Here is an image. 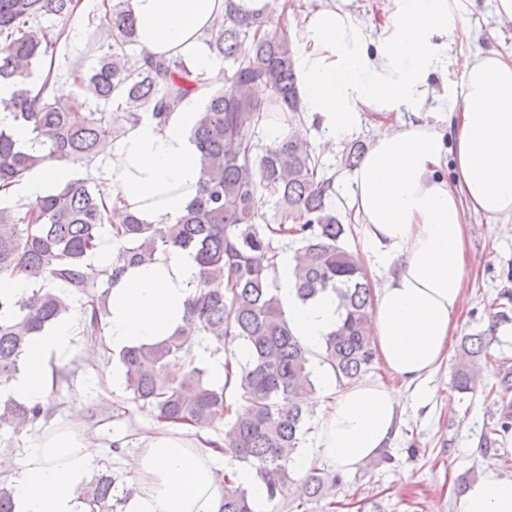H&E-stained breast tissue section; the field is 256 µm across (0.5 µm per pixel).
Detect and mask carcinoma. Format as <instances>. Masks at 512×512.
<instances>
[{"label":"carcinoma","instance_id":"obj_1","mask_svg":"<svg viewBox=\"0 0 512 512\" xmlns=\"http://www.w3.org/2000/svg\"><path fill=\"white\" fill-rule=\"evenodd\" d=\"M79 0H0V85L14 88L0 98V277L23 274L33 288L24 296L0 293V386L20 372L21 356L32 336L81 306L84 333L100 339L106 298L125 271L171 248L194 255L199 277L187 307L184 329L162 342L126 349L119 355L126 390L149 407L160 423L198 431L224 418L242 401L247 412L233 420L224 445L265 484L273 500L290 481L288 462L301 448L316 394L309 370L312 352L295 336L277 294L272 272L286 241L301 243L295 254V288L306 302L331 292L340 321L325 341L323 363L340 381L353 382L373 363L372 285L358 258L344 247L347 234L331 204L334 179L321 174L311 145L283 134L261 144L257 130L268 120L289 125L299 110L293 51L287 33L267 29L264 0H225L224 17L204 39L210 54L230 66L229 87L212 81L194 137L202 170L199 190L176 223L165 228L144 224L130 211L108 210L100 185L74 174L57 192L20 208L11 191L34 168L49 162L70 167L91 163L104 145L150 115L162 123L170 112L205 85L181 55L157 57L141 45L129 0H112L103 20L112 45L83 73L70 69L80 94L62 102L51 93L57 45L66 28L35 31L45 16L69 19ZM50 59L43 81L29 86L33 64ZM257 86L269 96L259 99ZM273 198L276 220L258 216L254 194ZM116 244L112 263L99 272L86 269L104 236ZM202 336L219 353L240 341L249 349L238 371L222 383L206 379V369L184 351V339ZM493 337L462 338L454 372L455 389H476L477 365ZM497 395L499 419L484 437L512 429V369L490 388ZM56 411L51 404L29 405L0 391V432L20 434ZM120 477L105 469L81 489L90 512H116ZM338 477L311 467L300 498L326 499ZM219 512H254L247 489L227 488Z\"/></svg>","mask_w":512,"mask_h":512}]
</instances>
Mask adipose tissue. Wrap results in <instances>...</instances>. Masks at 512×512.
Instances as JSON below:
<instances>
[{
	"label": "adipose tissue",
	"mask_w": 512,
	"mask_h": 512,
	"mask_svg": "<svg viewBox=\"0 0 512 512\" xmlns=\"http://www.w3.org/2000/svg\"><path fill=\"white\" fill-rule=\"evenodd\" d=\"M378 39L340 6L322 5L291 25L300 109L329 140L350 134L372 113L375 134L350 177V198L369 264L387 277L372 311L375 347L387 370L422 380L448 355L465 299L469 257L466 213L512 217V57L487 50L465 56L461 80L448 94L455 128L444 134L428 106L431 74L446 68L444 50L461 33L448 0H389ZM143 47L155 56L182 55L193 72L218 68L201 39L224 14V0H129ZM198 89L165 124L151 117L110 142L105 177L113 200L146 224L175 223L196 195L200 151L193 136ZM408 109L412 122L392 113ZM452 166L456 178L441 170ZM291 259L276 268L288 321L311 349L323 347L338 320L332 296L297 298ZM193 254L171 250L132 267L112 287L106 322L113 352L153 344L184 325L198 276ZM74 321L64 318L32 336L8 392L29 405L51 388L48 361L70 351ZM81 406L68 424L31 439L23 461L0 456V473L14 475L16 512H87L80 495L92 469V443L79 427ZM400 425L393 390L359 382L338 394L321 415L319 454L352 471L376 456ZM219 453L206 438L168 426L143 436L128 460L134 484L120 512H218L224 486ZM453 512H512V477L486 474L471 482Z\"/></svg>",
	"instance_id": "1"
}]
</instances>
